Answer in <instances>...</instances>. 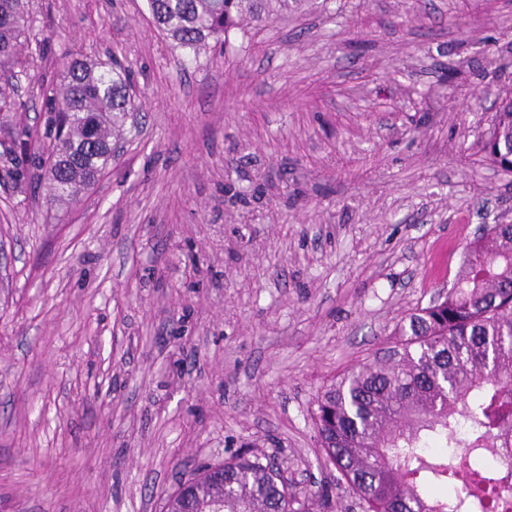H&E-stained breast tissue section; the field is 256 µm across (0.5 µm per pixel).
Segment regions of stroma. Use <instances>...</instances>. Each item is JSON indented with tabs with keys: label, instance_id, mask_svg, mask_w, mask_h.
Returning a JSON list of instances; mask_svg holds the SVG:
<instances>
[{
	"label": "stroma",
	"instance_id": "35a3bbf8",
	"mask_svg": "<svg viewBox=\"0 0 512 512\" xmlns=\"http://www.w3.org/2000/svg\"><path fill=\"white\" fill-rule=\"evenodd\" d=\"M13 124L56 59L118 58L138 109L74 204L0 156V512H163L203 464L330 482L314 402L512 224L484 161L512 0H327L172 48L146 0H32Z\"/></svg>",
	"mask_w": 512,
	"mask_h": 512
}]
</instances>
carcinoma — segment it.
I'll return each instance as SVG.
<instances>
[{
	"label": "carcinoma",
	"instance_id": "carcinoma-1",
	"mask_svg": "<svg viewBox=\"0 0 512 512\" xmlns=\"http://www.w3.org/2000/svg\"><path fill=\"white\" fill-rule=\"evenodd\" d=\"M290 0H148L173 47L196 51L226 40L240 21L265 25ZM31 19L24 0H0V116L14 110ZM63 82L39 87L44 130L0 137L6 154L25 139L27 168L43 199L76 202L112 166L110 145L136 111L122 65L78 58L59 64ZM512 136V112L496 113L491 140ZM456 287L416 308L384 353L319 394L317 443L363 512H512V225L492 224L465 247ZM199 512H310L329 503L320 487L301 500L263 453L207 465L167 496L178 512L184 491Z\"/></svg>",
	"mask_w": 512,
	"mask_h": 512
}]
</instances>
